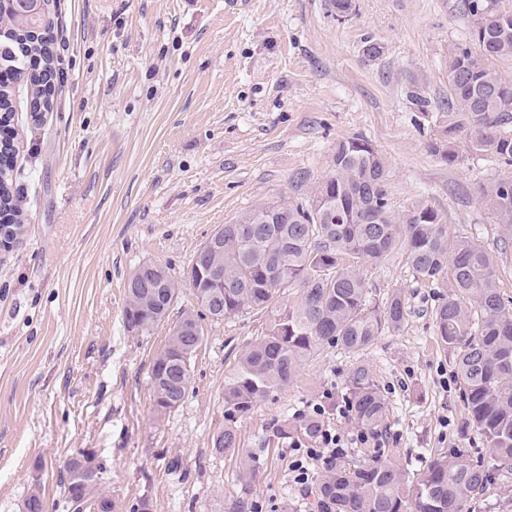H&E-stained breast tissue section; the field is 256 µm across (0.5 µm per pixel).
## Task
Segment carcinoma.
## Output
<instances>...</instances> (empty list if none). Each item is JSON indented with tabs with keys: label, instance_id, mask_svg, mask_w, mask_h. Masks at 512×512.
Instances as JSON below:
<instances>
[{
	"label": "carcinoma",
	"instance_id": "cac0c4a2",
	"mask_svg": "<svg viewBox=\"0 0 512 512\" xmlns=\"http://www.w3.org/2000/svg\"><path fill=\"white\" fill-rule=\"evenodd\" d=\"M471 19L469 40L453 46L448 64V125L432 150L448 164L458 159L454 142L512 166V82L496 63L512 61V7L500 0H461ZM54 19L46 12L5 31L0 67L19 78L34 65L51 66ZM15 88L0 86V120L13 116ZM54 86L37 90L33 111L51 108ZM332 174L309 188L308 204L268 201L224 225L215 250H199L192 262L203 277H183L193 295L212 297L204 310L221 319L248 310L269 315L267 334L248 345L224 377V407L230 418L244 416L285 389L305 362L324 347L349 353L371 348L383 333L404 323L406 296L394 290L384 300L371 297L360 268L403 251L416 280L442 288L433 317L440 344L453 357V372L464 409L460 432L476 434L480 448H450L415 469L370 458L349 464L344 455L327 462L314 492L319 512H471L494 481L512 473V297L501 293L494 256L468 237H450L439 213L417 203L398 213L389 191L385 156L366 138L336 142ZM471 193L512 240V178L478 182ZM0 222L23 223L12 192L10 169H0ZM301 290L295 305L278 302L280 291ZM179 290L169 269L143 263L129 280L124 320L127 328L148 333L162 322ZM179 324L186 332L169 337L151 367L155 408L178 407L185 399L192 357L204 332L188 311ZM350 419L368 433L383 436L388 405L370 370L362 363L345 379ZM319 421L299 416L295 425L271 432L272 441L293 436L313 439ZM220 454L240 452L236 428L229 424L214 439ZM62 467L65 512H90ZM93 498L112 502L105 491L107 469L96 465Z\"/></svg>",
	"mask_w": 512,
	"mask_h": 512
}]
</instances>
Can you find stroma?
Masks as SVG:
<instances>
[{"instance_id": "1", "label": "stroma", "mask_w": 512, "mask_h": 512, "mask_svg": "<svg viewBox=\"0 0 512 512\" xmlns=\"http://www.w3.org/2000/svg\"><path fill=\"white\" fill-rule=\"evenodd\" d=\"M51 9L53 105L32 112L21 93L11 122L27 232L0 255V512H20L33 493L47 512H64L60 466L85 448L108 468L115 512L143 497L151 512H225L237 498L259 512H310L293 482L292 448L269 435L327 397L326 423L357 434L335 410L357 363L388 402L386 460L416 466L472 447L459 432L452 356L436 336V290L412 277L403 255L363 267L376 299L404 291L403 326L364 353L310 359L287 390L237 420L242 451L233 456L213 448L228 422L224 375L266 334L267 314L204 319L186 398L165 413L155 409L150 369L197 301L183 284L150 332L124 322L139 265L181 276L243 210L306 200L329 175L336 142L356 135L385 156L394 209L434 208L449 235L495 256L499 287L512 297V244L470 194L512 168L461 139L453 165L429 148L444 128L449 50L471 28L460 0H353L343 21L331 0H51ZM368 37L383 45L380 58L364 56ZM255 458L256 476L242 479Z\"/></svg>"}]
</instances>
